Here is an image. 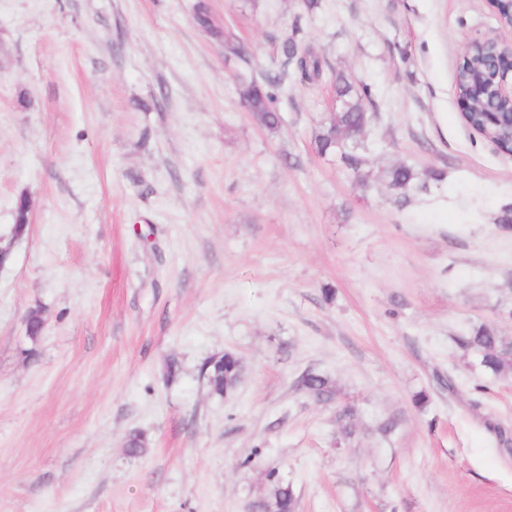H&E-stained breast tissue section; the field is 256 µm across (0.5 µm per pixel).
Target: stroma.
I'll return each mask as SVG.
<instances>
[{
  "label": "stroma",
  "instance_id": "stroma-1",
  "mask_svg": "<svg viewBox=\"0 0 512 512\" xmlns=\"http://www.w3.org/2000/svg\"><path fill=\"white\" fill-rule=\"evenodd\" d=\"M196 2L0 0V237L30 202L0 268V512H262L275 477L296 512H512V377L459 345L512 340V157L454 91L487 0H205L220 39ZM291 39L324 76L269 130L239 79ZM339 70L372 90L373 173L444 171L429 194L315 151ZM227 351L218 397L199 369ZM241 370V358L232 352H224L208 359L203 364L201 373L206 377L211 393L221 397L235 387ZM299 386L307 395L316 400L331 398L332 392L329 382L325 377L316 373L303 374L298 380Z\"/></svg>",
  "mask_w": 512,
  "mask_h": 512
}]
</instances>
